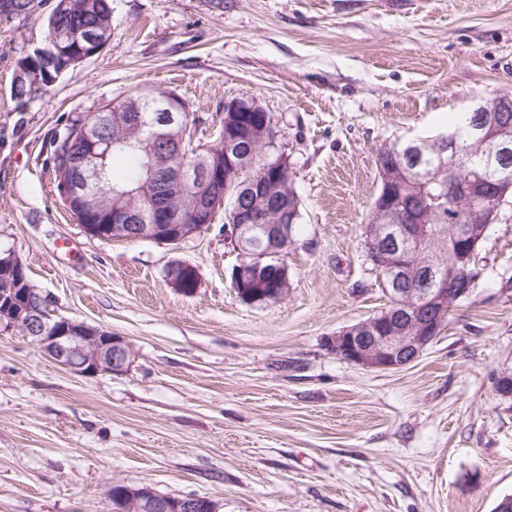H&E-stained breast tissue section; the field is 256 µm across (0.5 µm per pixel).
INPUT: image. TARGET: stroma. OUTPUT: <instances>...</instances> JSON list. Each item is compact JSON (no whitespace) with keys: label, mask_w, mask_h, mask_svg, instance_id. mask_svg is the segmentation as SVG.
<instances>
[{"label":"stroma","mask_w":512,"mask_h":512,"mask_svg":"<svg viewBox=\"0 0 512 512\" xmlns=\"http://www.w3.org/2000/svg\"><path fill=\"white\" fill-rule=\"evenodd\" d=\"M55 0L0 19V248L58 314L125 337L127 373L83 377L0 332V512H112L113 485L223 512H494L512 496V198L472 294L423 356L367 370L326 337L384 309L364 228L379 147L446 132L512 92V0H112L106 47L50 92L10 95ZM173 92L213 143L226 101L275 123L300 217L288 295L252 306L216 212L177 245L88 235L54 182V141L139 91ZM193 264V296L169 265ZM168 284L185 296H193L199 287L197 268L188 262H176L166 272Z\"/></svg>","instance_id":"1"}]
</instances>
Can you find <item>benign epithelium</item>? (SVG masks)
Listing matches in <instances>:
<instances>
[{"instance_id": "7a95c632", "label": "benign epithelium", "mask_w": 512, "mask_h": 512, "mask_svg": "<svg viewBox=\"0 0 512 512\" xmlns=\"http://www.w3.org/2000/svg\"><path fill=\"white\" fill-rule=\"evenodd\" d=\"M86 43L83 59L97 54L108 42V31L90 33L83 29L69 35ZM184 103L161 92L144 91L139 96L114 103L86 115L82 147L67 161L64 198L90 204L95 173L112 147L128 133L149 128L152 136L145 147L177 148L164 162L144 166L139 188L118 195L112 215L101 224H84L89 235L105 241L152 240L178 245L201 233L213 215L225 208L226 220L234 231L227 239L240 253L233 276L234 291L248 284L264 287L271 272L281 278V287L260 297L277 302L288 294V267L282 256L290 237L281 224L282 212L273 206L281 181L288 178L286 158L257 167L258 147L269 143L267 124L239 126L243 112H263L252 98H235L224 103L216 143L194 147L195 156L183 154L185 143L193 142L195 123L184 117ZM474 140L486 146L488 162L503 173L512 169V94L499 93L473 99ZM407 170L396 166L382 174V191L401 187ZM462 202L485 195L484 184L469 178L459 181ZM265 225L266 241L244 245L252 225ZM478 224L456 225L451 242L457 251L474 248L483 237ZM367 249L376 267L385 271L387 282H400L423 270L424 288H394L392 308L327 338L328 347L343 360L368 370L390 371L417 361L445 328L448 307L472 293L473 281L465 269H448V276L433 274L435 263L417 251H403L396 231L377 224L367 239ZM168 284L185 296L199 287L197 268L176 262L166 272ZM0 330H19L31 338L47 358L78 376L100 372L121 375L132 363V348L123 336L83 321L56 317L49 300L27 279L21 257L12 249L0 250ZM224 505L203 496L167 497L142 485L123 490V512H221Z\"/></svg>"}]
</instances>
